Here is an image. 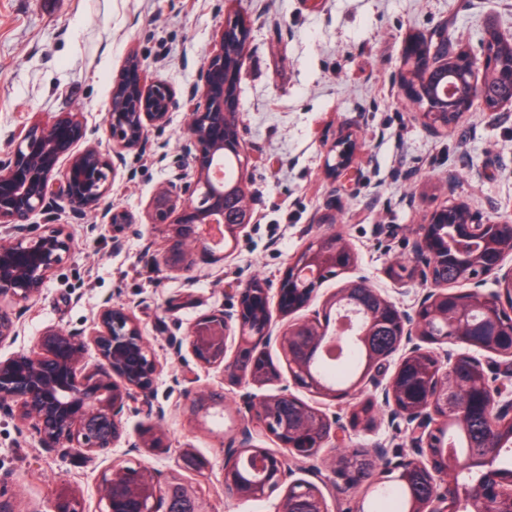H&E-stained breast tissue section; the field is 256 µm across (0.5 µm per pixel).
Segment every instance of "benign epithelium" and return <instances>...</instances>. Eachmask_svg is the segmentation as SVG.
I'll return each mask as SVG.
<instances>
[{
	"label": "benign epithelium",
	"mask_w": 512,
	"mask_h": 512,
	"mask_svg": "<svg viewBox=\"0 0 512 512\" xmlns=\"http://www.w3.org/2000/svg\"><path fill=\"white\" fill-rule=\"evenodd\" d=\"M250 26L234 17H224L220 25L218 51L199 73L194 85L183 93V104L191 112L188 137L176 166V174L150 197L144 216L146 223L166 236L168 248L158 265L180 271L192 279L196 256L214 262L224 259L211 243L220 236L236 242L239 232L254 219L255 195L243 175L224 185L218 168L224 166V149L235 138V153L243 151L244 114L235 93L228 92L224 74L242 77L244 54L229 60L224 44L230 40L248 42ZM460 52L448 41L445 55L425 51L399 67L398 93L413 101L416 88L409 83V71L430 73L439 68H455ZM470 102L490 110L512 105V97H496L490 86L470 80ZM178 104L177 92L168 83L148 81L137 56H130L117 75L111 104L104 124L112 153L95 146L76 150L87 130L79 113L65 112L50 123H33L25 128L9 149L0 155V226L10 236L0 243V347L15 341L21 313L2 304L26 305L41 296L50 278L70 258L73 236L67 225L50 220L30 223L37 212L56 207L64 200L76 215L97 214L103 224H131L134 216L108 201L120 167H128V156L139 158L150 137L169 124L170 112ZM359 150L357 139L334 142L329 152L334 163L329 170L336 177L348 173ZM239 197L236 215L224 213V195ZM462 209L467 223L461 225L468 236H480L495 251L477 263L458 258L467 280L478 284L491 276L497 290L484 295L476 290L448 310L447 285L437 280L435 268L445 250L433 233L441 216L452 217ZM412 260L422 284L416 307L409 311L388 298L380 297L381 308L374 313L362 300L341 290L315 307L317 287L330 269L344 273L357 262L356 253L336 231L335 220L322 217L314 225L307 247L290 258L276 290V309L288 323L272 330V310L266 283L254 279L239 291L237 308L220 310L198 318L187 332L186 342L172 346L174 356L188 352L205 368L222 372L234 385H262L271 380L292 384L311 395L341 402L362 392L366 377L348 388H330L313 374L312 365L327 345L360 344L370 349L371 337L379 322L397 331L394 346L374 353L369 371L379 372L391 357L404 350L389 382L379 390L381 405L391 418H400L412 446L413 457L392 467L386 462L388 450L344 449V438L332 432V422L318 408H310L288 420V403L297 402L292 393L256 399L246 395L247 421L239 431L238 444L224 449V495L231 499H260L286 486L281 512L298 499L307 503L306 512H327L326 497L315 483L291 479L298 470L317 474L329 467L336 477L332 491L353 492L362 486L357 480L356 461L367 457L384 461L377 481L410 479L429 488L427 499L414 500V512H512V469L496 459L499 436L512 429V398L506 396L512 384V348L500 341L504 327L512 323V224L482 221L462 203L435 210L427 224L416 226ZM301 311L309 315L292 318ZM431 345L448 342L467 346L453 353L407 347L412 337ZM276 345L285 368L275 365L266 350ZM97 360L89 363V350ZM477 352L493 354L501 361L498 373L485 378L476 394L491 430L484 448H471L448 470L439 431L448 417L463 421L471 411L469 374L483 368ZM162 364L146 340L140 322L130 309L105 300L82 329L48 326L28 350L0 357V413L18 418L34 434L48 453L75 448L87 458L124 445L130 454L146 447L143 436L129 435L123 416L134 395L142 393L149 413L159 421L165 413L149 396ZM189 384L193 414H207L224 406V398L211 390ZM273 436L283 452L276 455L254 444V436ZM335 441L334 454L325 459L321 450ZM166 512H211L207 500L192 486L176 480L164 483L155 472L141 465L112 462L100 486L105 512H157L161 500ZM52 512H84L77 496L61 497Z\"/></svg>",
	"instance_id": "1"
}]
</instances>
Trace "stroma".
Here are the masks:
<instances>
[{
    "label": "stroma",
    "mask_w": 512,
    "mask_h": 512,
    "mask_svg": "<svg viewBox=\"0 0 512 512\" xmlns=\"http://www.w3.org/2000/svg\"><path fill=\"white\" fill-rule=\"evenodd\" d=\"M230 10L252 28L239 97L244 174L257 195L253 223L222 261L198 260L194 280L158 266L168 243L141 214L176 172L189 124L186 107L176 108L135 162L134 175L119 171L112 186L113 205L133 213L135 223L116 231L94 214L77 219L62 212L72 255L41 297L24 306L21 332L0 354L30 349L51 325L87 327L104 299L125 303L163 364L154 398L164 421L138 402L124 415L129 433L162 437L160 445L140 449L137 462L191 484L212 512H278L283 490L228 499L223 477L243 396L280 394L281 383L248 390L224 382L219 370L174 357L169 344L198 317L230 308L249 280L276 288L325 213L335 215L357 265L324 282L319 296L362 277L408 309L418 284L390 270L410 259L411 231L433 209L457 200L492 221L512 218V106L473 107L448 132L436 133L414 118V105L394 82L412 36L435 43L446 34L472 54L481 52L487 26L512 38V0H0V154L22 129L63 112L81 113L88 143L108 149L104 119L126 58L137 55L147 79L184 90L213 54ZM347 133L361 148L346 189L337 192L327 148ZM188 372L197 387L224 394L223 407L198 421L185 409L181 378ZM312 404L343 428L346 447L385 445L395 465L411 457L404 422L390 421L383 407L353 429L350 404L319 398ZM122 455L119 448L94 458L49 454L20 422L0 415V485L16 512H46L65 494L81 497L85 512H100L101 476Z\"/></svg>",
    "instance_id": "35a3bbf8"
}]
</instances>
